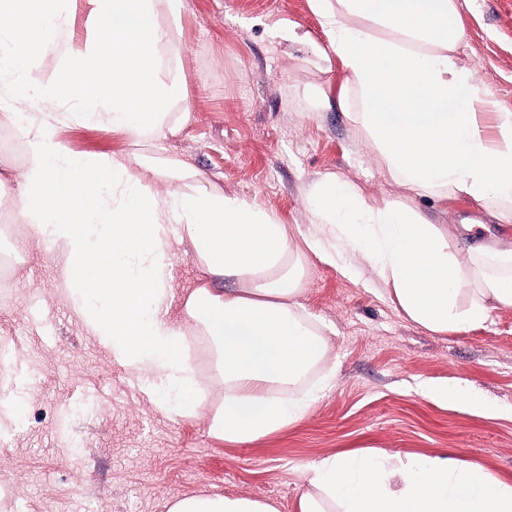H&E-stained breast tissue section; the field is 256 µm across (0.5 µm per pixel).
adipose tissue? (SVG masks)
Instances as JSON below:
<instances>
[{
    "label": "adipose tissue",
    "instance_id": "obj_1",
    "mask_svg": "<svg viewBox=\"0 0 512 512\" xmlns=\"http://www.w3.org/2000/svg\"><path fill=\"white\" fill-rule=\"evenodd\" d=\"M357 95L356 120L388 171L414 195L462 194L512 222V111L494 110L486 84L459 64L458 0H312ZM84 5L99 37L75 44ZM185 0H0L1 112L20 137L17 224L42 256L62 264L60 291L113 362L145 381L157 408L194 411L201 392L195 337L213 344L211 380L224 389L209 430L250 442L301 417L312 398L284 393L327 354V338L299 303L305 255L284 225L256 205L206 187L201 174L162 192L158 177L181 169L146 149L177 134L190 111L166 56ZM68 71L44 72L46 60ZM165 78H158V71ZM88 124L126 136L141 153H74L61 127ZM326 240L322 261L360 254L408 318L433 332L485 322L512 307V248L470 247L467 257L408 202L368 206L351 186L313 189ZM190 254L211 278L172 318L174 255ZM308 252V253H309ZM235 279L230 290L218 281ZM300 512H512V483L445 456L401 462L380 454L327 456L308 471ZM169 512H278L273 501L222 494L185 497Z\"/></svg>",
    "mask_w": 512,
    "mask_h": 512
}]
</instances>
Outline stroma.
<instances>
[{"mask_svg":"<svg viewBox=\"0 0 512 512\" xmlns=\"http://www.w3.org/2000/svg\"><path fill=\"white\" fill-rule=\"evenodd\" d=\"M461 62L486 83L497 109L512 110V0H464ZM168 55L178 64L193 121L160 139L154 156L175 158L224 190L254 201L284 224L289 245L306 252L323 229L311 191L325 179L356 186L380 205L407 195L354 121V96L310 0H187ZM77 153H126L122 135L65 126ZM23 147L0 130V215H12ZM416 207L457 249L505 238L464 196H420ZM17 284L0 298V379L26 403L0 425V512H167L201 493L246 495L299 512L305 471L347 451L383 450L407 460L460 457L512 483V308L484 323L436 333L408 319L354 255L347 269L308 254L300 303L325 326L327 358L296 385L334 373L300 419L250 443L209 431L220 399L195 415L166 416L141 383L82 328L60 298L54 263L25 242ZM468 387L490 411L435 400L424 383Z\"/></svg>","mask_w":512,"mask_h":512,"instance_id":"stroma-1","label":"stroma"}]
</instances>
